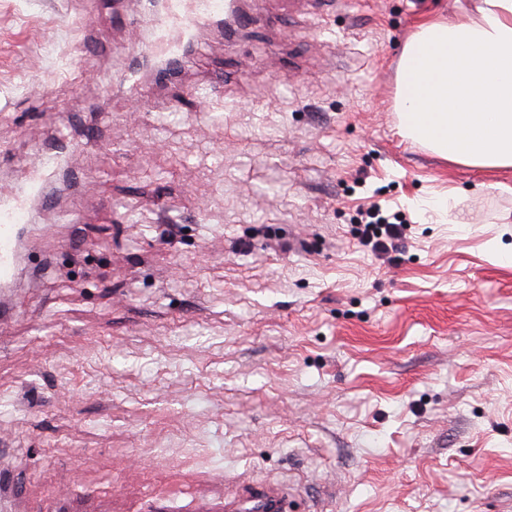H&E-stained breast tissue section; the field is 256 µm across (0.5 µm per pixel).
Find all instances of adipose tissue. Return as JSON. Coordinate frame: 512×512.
Returning a JSON list of instances; mask_svg holds the SVG:
<instances>
[{
	"mask_svg": "<svg viewBox=\"0 0 512 512\" xmlns=\"http://www.w3.org/2000/svg\"><path fill=\"white\" fill-rule=\"evenodd\" d=\"M396 105L406 128L457 165L512 168V0L426 16L406 43Z\"/></svg>",
	"mask_w": 512,
	"mask_h": 512,
	"instance_id": "adipose-tissue-1",
	"label": "adipose tissue"
}]
</instances>
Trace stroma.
Listing matches in <instances>:
<instances>
[{
	"instance_id": "1",
	"label": "stroma",
	"mask_w": 512,
	"mask_h": 512,
	"mask_svg": "<svg viewBox=\"0 0 512 512\" xmlns=\"http://www.w3.org/2000/svg\"><path fill=\"white\" fill-rule=\"evenodd\" d=\"M476 0H248L173 85L115 13L0 0V185L67 126L86 191L37 210L0 326V496L63 480L197 495L286 484L291 512H512V169L407 136L420 20ZM379 205L408 226L359 244Z\"/></svg>"
}]
</instances>
